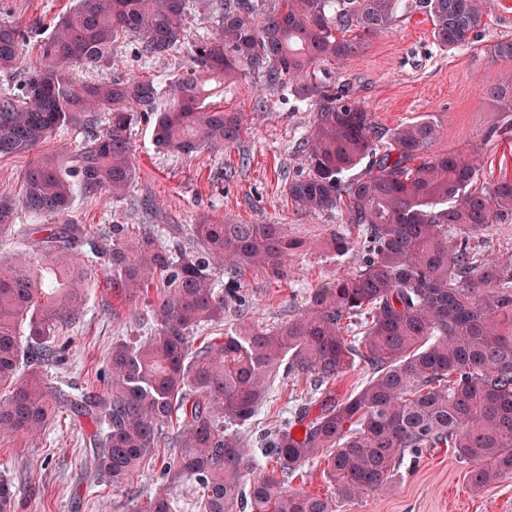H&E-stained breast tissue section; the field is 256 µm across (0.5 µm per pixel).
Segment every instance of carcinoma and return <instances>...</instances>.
I'll use <instances>...</instances> for the list:
<instances>
[{
    "label": "carcinoma",
    "instance_id": "cac0c4a2",
    "mask_svg": "<svg viewBox=\"0 0 512 512\" xmlns=\"http://www.w3.org/2000/svg\"><path fill=\"white\" fill-rule=\"evenodd\" d=\"M187 2L79 0L38 41L23 89L0 96V159H28L18 199L0 198V234L15 235L13 261L0 264V435L33 436L65 408L87 416L96 426L95 474L119 489L173 444L180 453L164 465L165 484L133 512H175L171 488L184 478L201 489L199 512H235L244 502L250 512H332L329 498L288 488V476L324 462L336 498L352 502L389 489L405 455L426 448H453L475 463V491L511 480L512 262L471 241L512 221V178L484 185L477 157L431 152L434 118L382 128L318 75L352 59L364 36L391 29L403 8L429 17L440 49L467 46L487 25L488 0H198L218 23L191 42ZM129 35L146 61L189 44L195 67L163 84L151 76L77 80L74 70L103 66ZM28 38L0 23V71L22 63ZM491 57L511 65L512 39L495 42ZM242 77L266 90L292 85L309 103L313 126L298 144L306 174L288 182V197L338 218L323 242L333 256L361 250L355 271L319 283L298 315L261 330L246 321L242 276H286L303 247L288 225L207 221L186 239L176 227L114 224L95 242L87 225L69 219L76 183L127 194L137 175L128 131L138 124H152L157 146L174 154L240 139L241 119L205 100L210 85ZM488 94L512 117L511 76ZM101 112L111 117L103 132ZM63 129L83 134L76 154L37 153ZM18 205L54 223L17 229ZM87 245L112 297L146 305L137 315L146 333L112 345L104 394L69 400L49 391L41 367L56 358L49 336L83 305ZM208 325L224 335L194 346ZM358 362L370 378L355 394L321 401L311 419L310 408L292 406L258 434L274 467L243 491L242 474L260 461L241 429L279 372L319 391ZM178 415L170 436L164 427Z\"/></svg>",
    "mask_w": 512,
    "mask_h": 512
}]
</instances>
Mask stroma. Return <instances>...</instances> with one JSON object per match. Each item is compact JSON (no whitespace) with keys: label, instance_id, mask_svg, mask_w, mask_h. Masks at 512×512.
<instances>
[{"label":"stroma","instance_id":"stroma-1","mask_svg":"<svg viewBox=\"0 0 512 512\" xmlns=\"http://www.w3.org/2000/svg\"><path fill=\"white\" fill-rule=\"evenodd\" d=\"M76 2L0 0V22L19 25L36 41L46 37ZM506 37L512 38V0H492L478 43L444 51L433 41L427 16L407 11L392 29L364 38L361 50L329 78L348 88L355 104L381 127L426 115L435 118L440 134L434 151L477 155L485 177L495 181L512 176V127L495 138L486 136L489 127L501 122L486 90L505 70L486 50ZM114 54L117 65L79 73V80L151 76L163 81L192 65L185 50L140 60L131 38L118 43ZM208 103L241 116L243 130L237 143L190 157L174 155L156 146L152 125L140 124L130 134L137 176L129 192L112 199L74 188L70 216L89 225L98 237L114 224H172L186 230L207 219L224 218L240 224L287 225L293 236L306 242L302 253L289 262L287 278L270 279L252 270L243 277L249 320L271 328L302 311L319 282L354 271L358 255L352 252L336 260L324 254L320 243L335 228L336 217L301 210L288 196L291 178L306 170L297 143L312 126L311 108L282 90L259 100L249 79L225 83ZM85 294L81 313L51 338L52 344L66 348L62 361L43 368L46 385L55 393L101 394L113 343L141 334L134 311L125 309L113 316L118 302L100 268L88 276ZM318 398L309 382L279 375L247 436L256 437L275 424L280 409ZM93 431L89 419L64 411L35 438L0 440V480L21 489L15 512H131L133 501H145L161 488L162 463L176 456V449H158L131 488L119 490L86 465V439ZM471 469L454 449L430 448L420 456H406L403 478L392 491L339 503L337 512H512V480L475 492L469 483Z\"/></svg>","mask_w":512,"mask_h":512}]
</instances>
